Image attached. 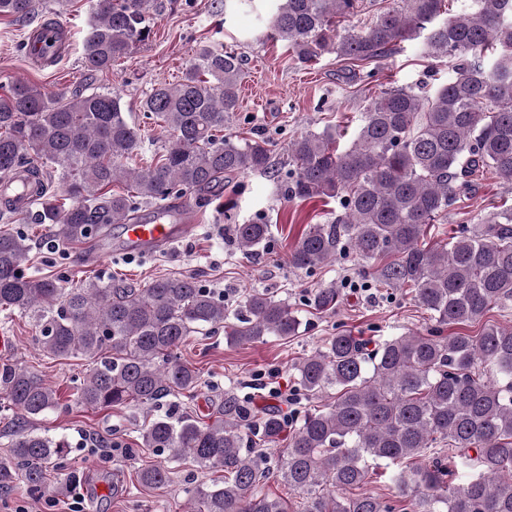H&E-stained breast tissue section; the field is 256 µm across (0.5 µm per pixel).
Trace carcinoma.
<instances>
[{"label": "carcinoma", "mask_w": 512, "mask_h": 512, "mask_svg": "<svg viewBox=\"0 0 512 512\" xmlns=\"http://www.w3.org/2000/svg\"><path fill=\"white\" fill-rule=\"evenodd\" d=\"M93 21L83 42L88 77L109 72L148 44L163 0H90ZM374 11L360 30L344 22L375 0H279L259 39L288 43L307 67L326 54L367 65L390 57L404 41L423 39L424 53L453 61L454 76L433 93L384 87L369 98L351 144L339 148L326 129L288 144V179L279 192L302 201L335 199L341 213L309 224L288 255L296 269L336 260L341 242L370 263L387 288H408L436 328L371 343L344 331L294 365L306 401L336 395L297 418L271 406L253 410L232 391L214 403V419L164 412L142 429V446L165 462L140 469L137 481H169L167 463L189 459L221 469L222 480L187 488L191 512H292L265 491L275 476L304 496L302 512H512V325L484 324L480 334L442 335L451 325L483 321L512 300V205L500 206L475 230L419 246L448 214L470 177L488 171L512 189V0H464L454 16L445 0H403ZM33 0H0V16L21 20ZM242 58L233 49L198 47L176 84L146 93L141 109L172 140L150 163L144 139L129 123L117 93L77 90L51 96L16 80L0 94V216L20 214L9 180L22 177L34 224L56 226L64 246L90 252L115 224L137 220L141 205L163 211L173 197L204 195L238 174L266 173L264 138L224 136L239 109ZM63 186L54 188L53 178ZM269 236L266 224H238L235 239L249 255ZM27 238L0 230V310L31 314L38 349L51 358L84 356L93 368L78 387L90 408L158 407L194 393L199 370L178 356L202 327L224 329L236 344L295 336L302 325L288 301L269 292L244 294L236 312L190 275L162 277L143 288L96 279L62 288L27 273ZM341 293L330 283L306 294L318 315L335 311ZM0 397L38 416L59 406L36 374L0 365ZM68 442L33 432L11 444L15 465L0 464V490L21 480L33 492L46 472L67 470ZM280 450L275 465L266 449ZM415 461L392 475L395 498L354 490L372 467ZM469 480L454 485L459 469Z\"/></svg>", "instance_id": "cac0c4a2"}]
</instances>
